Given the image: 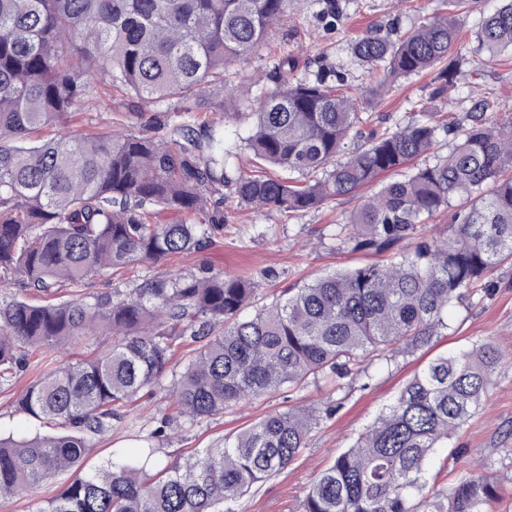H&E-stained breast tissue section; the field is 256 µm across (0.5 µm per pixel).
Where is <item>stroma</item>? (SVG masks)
Instances as JSON below:
<instances>
[{
	"mask_svg": "<svg viewBox=\"0 0 512 512\" xmlns=\"http://www.w3.org/2000/svg\"><path fill=\"white\" fill-rule=\"evenodd\" d=\"M346 2L343 16L330 27L320 18L322 0H294L287 17L273 29L268 41L231 64V80L247 91L248 100H224L228 113L223 123L224 143L238 147L230 160L229 175L279 174L275 168H258L248 151L240 148L249 125L236 118L238 112L258 110L265 93L274 87V55H292L296 74L301 78L330 69L345 84L368 86L373 79L353 57L352 42L375 28L404 32L433 17L440 7L438 0H406L400 8L394 7L392 0ZM474 46V40L466 41L462 50L465 78L452 101L436 102L437 111L442 119L464 120L470 107L469 90L475 87L494 98L497 118L512 117V61L486 62L474 54ZM433 85L429 73L400 80L392 91L366 108L370 128L381 131L409 124L415 117L413 103L428 100ZM157 113L155 105L115 94L86 107L77 128L84 133H98L118 118L124 133L173 137L181 116H171L166 125L159 126L155 123ZM360 203V197L355 196L328 200L297 213L275 208L258 211L228 194L224 197L223 232L213 236L206 248L175 256L164 268L190 275L205 265L228 276L244 275L265 298L302 280L366 262L364 252L353 250L349 233L342 228L346 216ZM493 280L491 294L471 296L449 311L448 328L440 331L429 348L388 365L372 363L367 376L346 379L339 393L325 380L300 392L284 388L276 394L242 402L215 418L168 432L160 442L161 463L180 461L193 450L213 447L224 435L239 432L271 412L292 405L322 406L341 400V408L321 421L296 462L239 503L240 512H300L301 500L315 476L336 454L351 446L430 358L483 340L493 341L505 353H512V265L500 266ZM47 369V363H31L11 385L0 387V434L20 437L39 429V422L20 414L16 403L27 386ZM173 412V399L165 391L141 393L130 408L134 432L148 435ZM464 474L484 476L502 484L507 496L496 510L512 512V363L498 368L480 411L448 447L438 450L429 466L430 481L439 488L451 486Z\"/></svg>",
	"mask_w": 512,
	"mask_h": 512,
	"instance_id": "stroma-1",
	"label": "stroma"
}]
</instances>
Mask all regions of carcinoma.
Segmentation results:
<instances>
[{
  "label": "carcinoma",
  "instance_id": "1",
  "mask_svg": "<svg viewBox=\"0 0 512 512\" xmlns=\"http://www.w3.org/2000/svg\"><path fill=\"white\" fill-rule=\"evenodd\" d=\"M288 2L0 0V275L25 292L0 298V383L28 368L32 351L54 357L97 330L112 336L110 346L26 389L18 411L58 432L0 438V499L74 470L38 512H236L241 498L297 460L334 407L269 414L151 474L154 439L165 433L156 429L135 458L83 470L140 394L163 386L173 349L185 357L170 380L175 413L166 424L194 425L321 376L339 392L343 380L368 375L365 362L428 347L448 328V310L487 291L493 269L512 262V120H496L484 93L470 90L464 124L416 103L411 124L348 148L362 110L398 80L435 70L432 98L459 88L465 0H441L437 16L395 39L377 29L356 39L352 54L374 78L366 90L326 72L297 80L294 59L276 57L278 81L244 148L261 164L300 174L297 184L229 177L224 135L197 114L170 141L110 131L32 140L102 92L157 104L224 89L228 64L265 43ZM475 41L489 62L512 53V0H494ZM442 134L453 141L448 155L415 166ZM377 181L345 227L354 249L378 259L269 302H257L250 279L206 266L113 294L64 295L93 274L203 249L224 230L226 186L242 204L295 213ZM451 207L447 234H426L427 221ZM164 211L184 221L156 223ZM404 242L410 247L398 259L380 258ZM507 360L490 340L431 358L315 477L301 512H491L499 485L469 474L433 493L427 472Z\"/></svg>",
  "mask_w": 512,
  "mask_h": 512
}]
</instances>
